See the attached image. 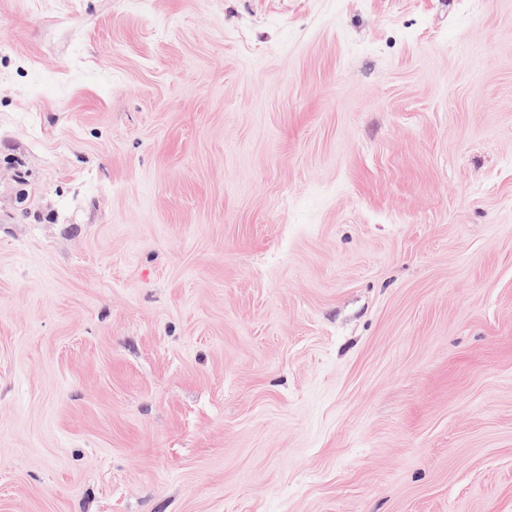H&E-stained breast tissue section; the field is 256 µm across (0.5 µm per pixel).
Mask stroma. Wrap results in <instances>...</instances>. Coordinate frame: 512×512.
<instances>
[{"mask_svg": "<svg viewBox=\"0 0 512 512\" xmlns=\"http://www.w3.org/2000/svg\"><path fill=\"white\" fill-rule=\"evenodd\" d=\"M0 512H512V0H0Z\"/></svg>", "mask_w": 512, "mask_h": 512, "instance_id": "35a3bbf8", "label": "stroma"}]
</instances>
